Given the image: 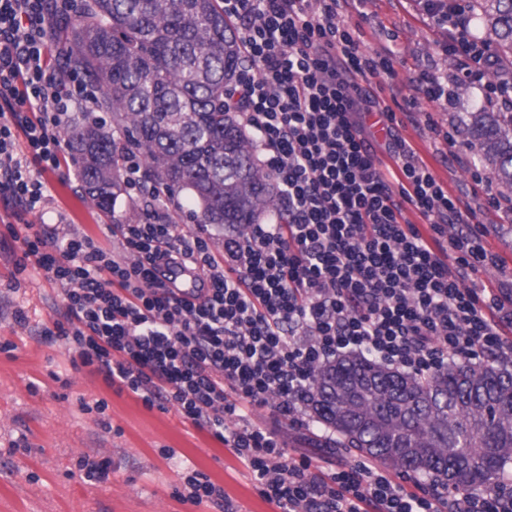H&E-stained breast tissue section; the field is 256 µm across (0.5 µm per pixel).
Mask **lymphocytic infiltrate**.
<instances>
[{
	"mask_svg": "<svg viewBox=\"0 0 512 512\" xmlns=\"http://www.w3.org/2000/svg\"><path fill=\"white\" fill-rule=\"evenodd\" d=\"M454 56L452 74L423 66L403 102L456 104L460 86L512 112V83L489 80L496 60L462 0H419ZM343 0H224L241 50L227 108L253 129L276 179L281 216L221 248L200 225L186 235L150 185L141 159L123 161L143 217L112 224L117 251L88 235L25 236L24 255L67 285V323L56 324L82 365L146 407L176 409L233 450L261 498L282 512H512V479L481 493L432 482L408 487L353 461L328 469L286 452L253 408L309 425L310 373L362 355L427 374L458 360L512 361V287L479 280L505 266L489 251L479 213L439 181L398 133L382 96L394 51L364 50ZM77 0H0V197L16 218L49 198L44 176L65 159L61 130L97 94L49 61L50 30ZM382 128L383 149L375 147ZM423 217L412 224L408 209ZM196 270L200 301L169 295L158 262ZM183 501L234 512L221 486L189 469Z\"/></svg>",
	"mask_w": 512,
	"mask_h": 512,
	"instance_id": "f902f5d3",
	"label": "lymphocytic infiltrate"
}]
</instances>
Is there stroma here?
<instances>
[{
  "instance_id": "35a3bbf8",
  "label": "stroma",
  "mask_w": 512,
  "mask_h": 512,
  "mask_svg": "<svg viewBox=\"0 0 512 512\" xmlns=\"http://www.w3.org/2000/svg\"><path fill=\"white\" fill-rule=\"evenodd\" d=\"M347 12L366 15L365 48L396 52L394 89L407 90L427 63L441 73L454 70V58L438 51L439 34L417 0H351ZM428 109L425 103L414 108L401 136L450 192L471 191L469 172L436 154L435 135L425 125ZM47 186L52 203L28 215L26 224L87 234L111 248L106 226L112 217L94 206L75 170L48 175ZM482 220L492 230L485 245L505 257L506 269L480 278L493 285L512 281V224L492 208H485ZM26 224L0 202V512H217L175 496L185 467L222 486L237 512H281L259 496L244 465L209 431L183 422L175 409H150L131 392L109 387L102 374L74 362L63 340H45L46 331L67 320V288L24 258ZM101 400L107 404L102 412L95 408ZM251 417L275 427L291 456L311 457L329 469L351 458L344 449L322 447L318 424H276L267 406L253 409ZM165 448L173 449L172 458L162 456ZM84 456L109 460L108 478L86 481L76 466Z\"/></svg>"
}]
</instances>
